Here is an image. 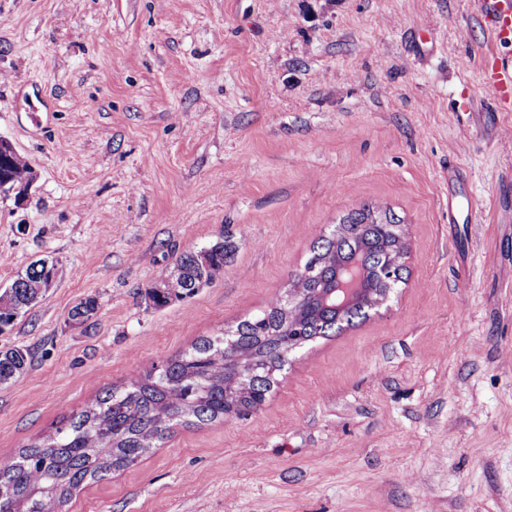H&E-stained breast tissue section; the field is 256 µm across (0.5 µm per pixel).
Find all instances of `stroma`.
Returning <instances> with one entry per match:
<instances>
[{
	"label": "stroma",
	"mask_w": 512,
	"mask_h": 512,
	"mask_svg": "<svg viewBox=\"0 0 512 512\" xmlns=\"http://www.w3.org/2000/svg\"><path fill=\"white\" fill-rule=\"evenodd\" d=\"M478 0H0V456L280 302L369 204L405 226L389 302L288 358L266 401L178 428L68 512H512V114L481 79ZM474 221H448L449 194ZM223 273L157 308L176 256ZM98 302L71 320L80 300ZM0 177L1 181L9 182L0 184V191L6 187L3 191L8 193L10 186H21L23 184L29 185L32 179L31 168L23 160V158L14 150V148H5V151L0 149ZM42 260L45 259L34 262L26 275L13 282L10 288L0 290V325L11 324L26 308L35 303L39 288L38 296L46 288L52 287L55 276L52 271L49 279L43 281L46 268ZM37 262L39 266L36 265ZM28 361V353L24 349L14 348L0 352V384L7 383L21 374Z\"/></svg>",
	"instance_id": "35a3bbf8"
}]
</instances>
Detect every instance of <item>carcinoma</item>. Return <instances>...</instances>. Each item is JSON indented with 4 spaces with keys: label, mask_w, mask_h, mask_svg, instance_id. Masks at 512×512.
<instances>
[{
    "label": "carcinoma",
    "mask_w": 512,
    "mask_h": 512,
    "mask_svg": "<svg viewBox=\"0 0 512 512\" xmlns=\"http://www.w3.org/2000/svg\"><path fill=\"white\" fill-rule=\"evenodd\" d=\"M0 179L11 186L30 184L31 168L10 147L0 149ZM377 209L363 206L339 221L338 232L322 239L292 281L298 303L283 311L276 304L242 321L234 331V349L202 338L191 350L167 361L162 375L152 373L105 392L56 427L42 440L10 457H0V512H63L88 479H102L135 464L163 442L173 428L204 422H224L264 403L282 370L289 344L303 348L335 335L367 316L371 298L383 285L374 270L389 262L398 234L394 215L372 218ZM231 248L218 241L199 251L181 254L178 275L152 289L154 303L163 307L224 271ZM354 265L364 271L362 293L342 305L338 274ZM44 263L0 290V325L11 324L37 299ZM97 309L85 298L71 309V318L84 322ZM28 361L21 348L0 352V384L21 374Z\"/></svg>",
    "instance_id": "obj_1"
}]
</instances>
